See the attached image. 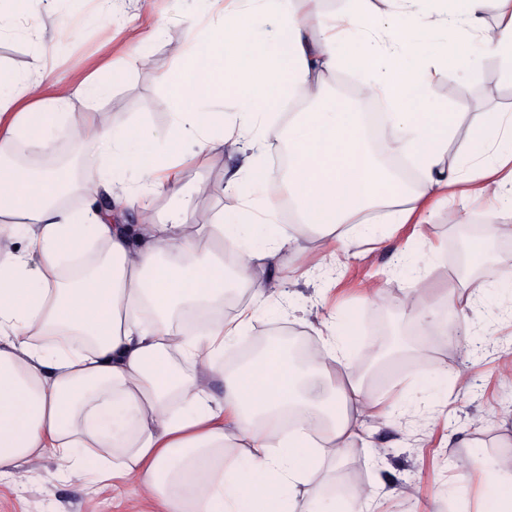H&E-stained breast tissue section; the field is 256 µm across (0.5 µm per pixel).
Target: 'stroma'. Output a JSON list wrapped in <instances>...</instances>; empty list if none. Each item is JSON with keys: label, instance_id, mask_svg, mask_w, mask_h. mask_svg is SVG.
<instances>
[{"label": "stroma", "instance_id": "35a3bbf8", "mask_svg": "<svg viewBox=\"0 0 512 512\" xmlns=\"http://www.w3.org/2000/svg\"><path fill=\"white\" fill-rule=\"evenodd\" d=\"M210 0H112V21H105L95 0H51L43 11L39 29H32L25 7L14 4L0 19V74L26 75L36 47H43L50 69L49 84L62 89L83 75L86 66L100 57L111 58L113 66L102 75L111 94L102 111L113 125L128 131L147 126L163 132L171 121L175 103L162 83L174 74L181 61L177 44L191 41L187 17H206ZM70 22L61 37L54 30ZM163 35H156V28ZM137 42L149 60L148 67L132 69L126 64L130 42ZM483 80L470 83L458 71L444 70L429 79L433 100L459 103L471 111H512V80L502 76L495 61L483 64ZM292 106L282 102L270 114L264 128L266 149L257 161L263 168L277 170L278 156L288 149L286 130ZM85 105L76 101L49 137L52 154L28 147L24 162L33 169L57 167L68 161L77 181L92 182L97 170L87 150L72 140L69 127L80 122ZM248 157L244 150H225L198 158L185 172L181 194L160 197L154 218L163 220L168 209H186L189 221L199 213L235 221L236 196L227 193V179ZM211 187L207 195L194 192L197 182ZM512 226V209L484 196L461 204L449 200L435 207L426 225L379 224L377 235L387 243L377 246L360 242L353 256L318 255L314 238L302 233L303 254L290 265L257 267V277L278 286L282 297L273 308L261 311L245 329L244 337L265 335L270 327L300 330L312 343H320L321 332L353 338L358 348L355 362H363L366 348H378L384 339V318L414 329L415 314L402 306L414 277L427 282V300L435 304L439 327L446 337L415 336L407 354L386 363L387 377L374 379L371 398L379 405L405 399L411 408L387 418L365 417L362 441L347 448L334 469L323 471V497L335 499L337 508L355 512L352 492L378 485L377 512H477L486 489L485 459L498 456L494 444L512 437V318L493 301L474 306L466 316L455 314L445 293L462 283L486 278L499 267H512V234L497 237V250L479 263L459 270L450 247L453 242L470 245L467 230L478 223ZM235 339L224 347L232 357L242 345ZM483 442L481 459L459 447V439ZM60 463L51 456L38 461L35 470L19 468L0 477V512H158L157 505L127 483L116 482L91 494L60 476ZM468 482H460V471Z\"/></svg>", "mask_w": 512, "mask_h": 512}]
</instances>
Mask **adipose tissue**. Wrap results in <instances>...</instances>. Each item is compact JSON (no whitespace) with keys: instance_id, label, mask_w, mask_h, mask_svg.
<instances>
[{"instance_id":"ef3b65f1","label":"adipose tissue","mask_w":512,"mask_h":512,"mask_svg":"<svg viewBox=\"0 0 512 512\" xmlns=\"http://www.w3.org/2000/svg\"><path fill=\"white\" fill-rule=\"evenodd\" d=\"M213 2L217 21L181 49L182 69L168 79L171 151L154 150L151 129L129 134L97 109L71 136L101 172L95 193L147 207L182 191L184 142L202 155L258 149L271 105L317 101L288 115L285 176L245 171L260 197L242 202L241 223L270 225L261 245L244 241L240 224H190L181 209L133 230L94 208H66L60 196L70 175H35L20 147L51 151L46 130L71 99H100L108 85L92 72L72 94L45 95L39 52L27 76L0 79V235L26 241L24 250L0 252V473L53 456L63 479L90 488L134 481L160 512H295L299 490L305 512H317L322 495L311 474L361 439L374 408L344 339L324 341L302 366L279 346L234 372L223 364L226 341L273 295L254 266L299 244L278 222L279 198L322 248L349 249L371 237L375 212L390 224H425L428 201L464 202L488 189L512 195V113L489 124L485 113L434 102L420 78L452 68L477 81L486 58L512 77V0H439L427 13L420 0H397L396 11L379 14L371 0H348L333 13L319 0H257L253 15L243 0ZM336 72L353 73L380 105L385 149L414 168V183L376 158L362 113L324 100L325 78ZM228 98L236 106L229 119L219 109ZM459 134L464 164L450 168L448 145ZM128 171L130 183L122 180ZM89 242L96 256L67 269V257ZM219 249L235 254L252 295L230 321L221 316ZM214 377L222 393L212 391ZM175 401L181 413H171ZM479 512H512V459L496 461Z\"/></svg>"}]
</instances>
